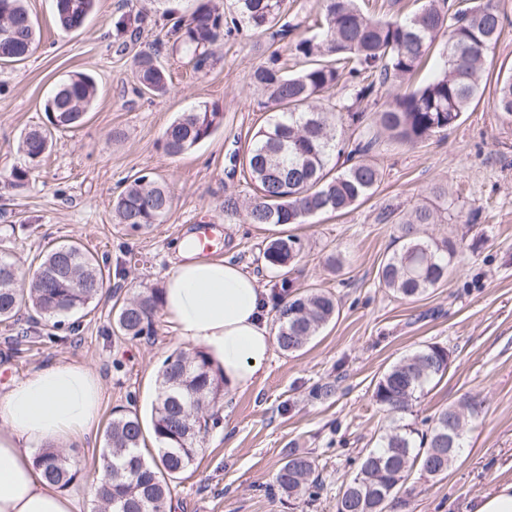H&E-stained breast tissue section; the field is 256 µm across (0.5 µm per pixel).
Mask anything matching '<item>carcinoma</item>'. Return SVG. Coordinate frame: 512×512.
Returning <instances> with one entry per match:
<instances>
[{
    "mask_svg": "<svg viewBox=\"0 0 512 512\" xmlns=\"http://www.w3.org/2000/svg\"><path fill=\"white\" fill-rule=\"evenodd\" d=\"M96 0H56V23L66 32L80 30ZM285 0H236L235 15L224 14L221 0H192L190 13L166 31L167 41L191 53L194 67L208 66L210 48L245 27L275 41H289V50L302 60L290 74L275 65H261L253 82L266 97L263 107L274 113L253 135L247 154L253 197L243 205L224 196L227 221L284 226L304 224L319 214H342L370 198L383 172L370 157L389 148H415L458 125L483 95L488 52L498 43L505 16L494 0H476L462 8L452 0H423L403 20L370 17L358 0H322L320 33L288 40L294 26L282 21ZM145 17L132 12L112 20L119 39L140 33ZM446 38L443 66L433 79L401 93L397 84L411 78L426 61L438 38ZM35 23L24 0H0V62L19 63L34 51ZM139 91L160 96L168 78L156 52L143 51L133 61ZM352 87V95L327 110L318 100ZM386 99L378 100L380 89ZM97 97V85L75 72L63 79L45 100L47 124L29 129L18 146L23 163L5 174L20 190L33 178L52 141V132L80 126ZM495 108L502 120L512 119V74L497 79ZM217 104L199 105L176 117L165 129L162 147L175 157L209 139L223 124ZM344 167L329 168L333 156ZM170 190L149 174H142L112 197L116 223L147 230L172 208ZM395 224L397 248L386 254L377 272L379 284L404 298H417L439 287L451 274L460 243L419 236V226L436 224L438 209L421 204L401 216L387 210ZM302 253L301 239L285 234L263 249L268 265L284 273ZM110 275L94 256L77 244L50 245L32 273L0 256V322L14 324L53 321L74 314L102 296L113 300L109 316L113 331L137 339L156 333L155 315L162 290L145 288L131 298L109 289ZM284 297L276 305L275 336L285 354L301 350L338 314L335 296L311 289L292 294L291 280H282ZM448 350L428 344L390 366L374 387L376 402L394 415L448 369ZM157 397L151 425L155 456L143 453L144 428L135 413L113 417L104 433L99 461L103 473L94 482L101 512H167L172 484L193 467L200 454V434L217 420L213 408L224 396V374L214 368L203 350H174L157 371ZM480 402L465 413L448 407L423 422L398 420L379 436L376 448L361 459L354 476L345 482L336 512H385L412 471L440 476L456 460L466 426L465 415L477 414ZM34 464L59 489L80 476L62 453L44 448ZM322 482L315 460L306 453L288 452L274 478V487L294 499L314 500Z\"/></svg>",
    "mask_w": 512,
    "mask_h": 512,
    "instance_id": "obj_1",
    "label": "carcinoma"
}]
</instances>
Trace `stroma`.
Listing matches in <instances>:
<instances>
[{
	"label": "stroma",
	"instance_id": "stroma-1",
	"mask_svg": "<svg viewBox=\"0 0 512 512\" xmlns=\"http://www.w3.org/2000/svg\"><path fill=\"white\" fill-rule=\"evenodd\" d=\"M26 7L40 41L24 62L0 63V173L20 162L21 136L44 123L43 103L65 77L90 74L98 95L81 126L54 133L27 187L16 190L0 180V252L29 270L47 244L80 243L110 270L112 287L130 296L162 287L178 244L191 238L193 224L210 218L223 257L279 292L281 278L262 255L276 228L225 222L220 205L225 195L252 194L247 174L231 172L228 156L246 153L266 120L252 73L273 58L292 67L285 46L245 31L216 43L209 67L198 71L190 54L165 38L172 24L166 11L184 10V0H98L75 34L58 28L55 0H26ZM129 10L145 13L146 21L137 37L117 40L112 19ZM148 48L157 49L171 78L160 97L135 91L133 57ZM203 102L222 107V126L195 149L168 156L161 146L165 129ZM375 159L384 177L373 196L345 215H319L293 228L303 251L291 279L332 292L338 317L295 354L272 349L261 383L225 390L219 421L209 427L196 464L173 485L174 512H336L358 457L391 421L373 397L376 382L429 343L448 350V370L413 401L406 421L471 396L482 406L446 474L410 476L401 512H472L482 490L512 481V122L498 118L487 91L446 135ZM147 172L170 189L173 206L163 223L136 232L114 222L112 197L122 182ZM428 201L441 206V221L422 225L421 235L449 237L462 248L447 282L404 299L378 283V265L394 235L378 215L389 206L406 212ZM333 254L341 268L329 265ZM109 308L103 301L79 311L74 331L40 326L35 343L0 324V394L48 362L79 363L103 381L101 423L117 410L148 418L156 372L181 342L161 315L156 336L117 337ZM325 383L334 385L333 396L313 398ZM101 446L97 433L68 451L82 471L69 487L82 512H98L90 483ZM292 449L316 461L323 489L315 501L291 499L273 487Z\"/></svg>",
	"mask_w": 512,
	"mask_h": 512
}]
</instances>
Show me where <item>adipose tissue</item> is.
Wrapping results in <instances>:
<instances>
[{
    "label": "adipose tissue",
    "mask_w": 512,
    "mask_h": 512,
    "mask_svg": "<svg viewBox=\"0 0 512 512\" xmlns=\"http://www.w3.org/2000/svg\"><path fill=\"white\" fill-rule=\"evenodd\" d=\"M163 312L179 340L202 348L233 387L260 382L272 349L269 289L237 262L184 252L166 273ZM103 384L90 368L53 361L0 395V512H80L49 485L40 448H70L97 425Z\"/></svg>",
    "instance_id": "obj_1"
}]
</instances>
